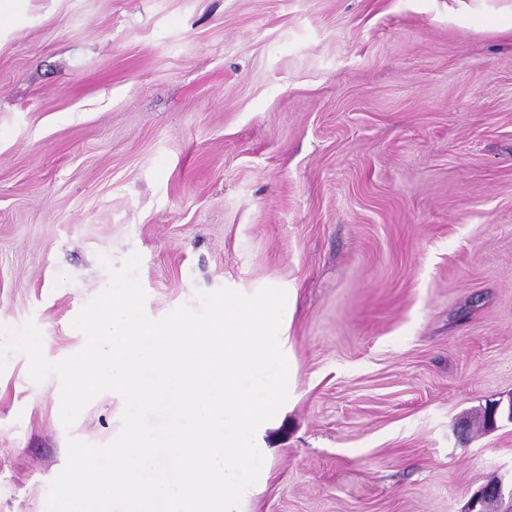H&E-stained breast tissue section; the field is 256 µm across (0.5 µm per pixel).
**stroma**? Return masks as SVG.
<instances>
[{"mask_svg": "<svg viewBox=\"0 0 512 512\" xmlns=\"http://www.w3.org/2000/svg\"><path fill=\"white\" fill-rule=\"evenodd\" d=\"M484 0H20L0 19V327L54 361L139 254L144 311L291 289L289 399L249 512H512V32ZM0 371V512H45L71 426Z\"/></svg>", "mask_w": 512, "mask_h": 512, "instance_id": "obj_1", "label": "stroma"}]
</instances>
